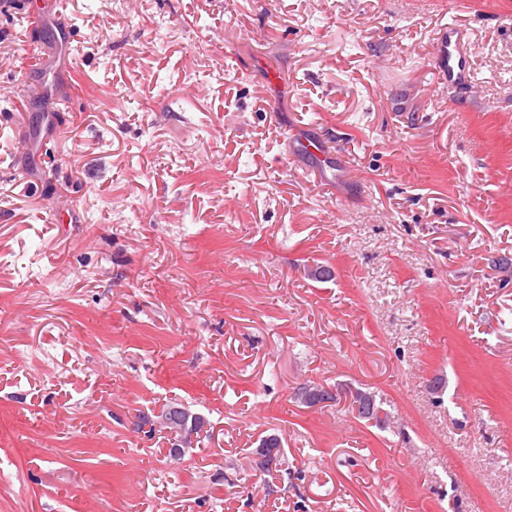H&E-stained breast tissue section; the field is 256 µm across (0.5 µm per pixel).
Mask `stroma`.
<instances>
[{"mask_svg":"<svg viewBox=\"0 0 512 512\" xmlns=\"http://www.w3.org/2000/svg\"><path fill=\"white\" fill-rule=\"evenodd\" d=\"M1 81L0 512H512V0H10ZM465 32L452 25L440 28L436 33L439 65L436 75L443 87L473 85L469 57L464 50ZM151 423L152 427H160L161 425H180L185 426L187 430H183V438L180 439H172V443L170 448H168V455L170 459L174 461L182 460L187 452L188 443L194 438V427L198 424V421L194 419V416L191 418L190 425L188 423L189 415L186 414V410L180 406H171L168 410L161 415V412L156 415L157 419H151L146 416ZM255 467L260 472L273 471L279 466L280 454L278 448H267L261 442L252 452Z\"/></svg>","mask_w":512,"mask_h":512,"instance_id":"stroma-1","label":"stroma"}]
</instances>
